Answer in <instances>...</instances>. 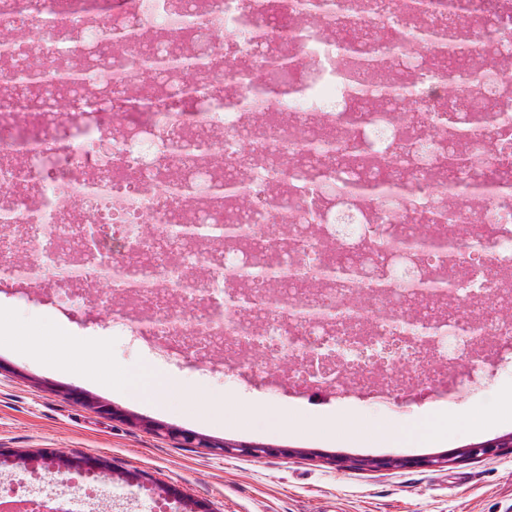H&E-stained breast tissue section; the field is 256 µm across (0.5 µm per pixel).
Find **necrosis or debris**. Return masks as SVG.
<instances>
[{
  "label": "necrosis or debris",
  "mask_w": 512,
  "mask_h": 512,
  "mask_svg": "<svg viewBox=\"0 0 512 512\" xmlns=\"http://www.w3.org/2000/svg\"><path fill=\"white\" fill-rule=\"evenodd\" d=\"M74 0H0V86L38 53L70 67L80 45L111 68L50 119L38 93L0 97V282L37 287L53 273L55 305L108 309L113 327L178 359L186 353L255 375L286 366L298 390L339 387L390 402L406 388L470 391L489 354L512 349V0H125L94 11ZM450 25L457 53L422 44ZM133 29L206 65L194 96L178 70L138 85ZM374 38L411 107H364L337 82ZM293 64L311 97H256L270 57ZM469 78L450 92V62ZM143 107L113 94L111 74ZM485 116L449 137V121ZM468 158L462 175L449 154ZM240 194L216 197L227 177ZM236 225L187 237L185 225ZM156 225L147 233L146 225ZM436 240L411 248V235ZM110 287H100L104 270Z\"/></svg>",
  "instance_id": "1"
}]
</instances>
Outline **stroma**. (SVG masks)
Listing matches in <instances>:
<instances>
[{
    "label": "stroma",
    "mask_w": 512,
    "mask_h": 512,
    "mask_svg": "<svg viewBox=\"0 0 512 512\" xmlns=\"http://www.w3.org/2000/svg\"><path fill=\"white\" fill-rule=\"evenodd\" d=\"M0 315L11 318L16 334L12 340L0 334V448L100 456L177 485L214 512H512L510 452L444 468L365 464L381 456L428 457L512 434V413L502 407L512 392V363L490 361L484 380L453 400L408 389L392 409L370 396L355 402L330 390L296 395L281 368L235 379L191 357L168 363L161 352L108 329L111 312H95L90 321L80 310L64 315L39 290L23 299L0 290ZM55 331L95 342L100 370L121 371L126 386H110L70 348L42 355L18 342ZM71 388L125 411L129 421L77 403L67 395ZM270 408L277 416H267ZM473 410L483 414L484 430L469 425ZM443 417L451 424L440 442L392 433L417 423L427 429ZM148 421L281 453L219 458L156 437L145 429Z\"/></svg>",
    "instance_id": "obj_1"
}]
</instances>
